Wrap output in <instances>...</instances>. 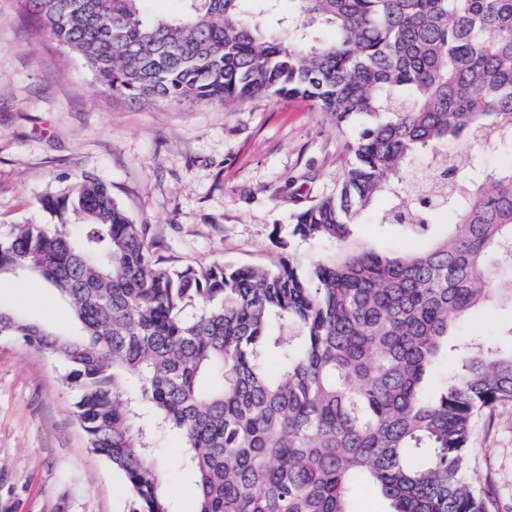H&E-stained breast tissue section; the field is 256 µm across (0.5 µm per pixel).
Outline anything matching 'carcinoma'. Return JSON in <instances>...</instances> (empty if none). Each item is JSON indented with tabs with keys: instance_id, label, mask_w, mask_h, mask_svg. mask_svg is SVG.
Listing matches in <instances>:
<instances>
[{
	"instance_id": "obj_1",
	"label": "carcinoma",
	"mask_w": 512,
	"mask_h": 512,
	"mask_svg": "<svg viewBox=\"0 0 512 512\" xmlns=\"http://www.w3.org/2000/svg\"><path fill=\"white\" fill-rule=\"evenodd\" d=\"M141 2L26 5L114 95L301 96L353 125L336 188L288 225L324 249L270 267L164 265L87 173L41 198L57 223L0 226V278L44 279L75 333L0 309V338L60 365L128 512H175L155 462L167 434L195 512H350L358 475L390 512H493L471 443L512 405V346L453 332L480 309L512 311V0H292L287 15L281 0H183L150 19ZM442 213L455 220L425 249L354 242L367 217L424 235ZM450 354L455 372L429 386Z\"/></svg>"
}]
</instances>
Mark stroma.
I'll use <instances>...</instances> for the list:
<instances>
[{
    "mask_svg": "<svg viewBox=\"0 0 512 512\" xmlns=\"http://www.w3.org/2000/svg\"><path fill=\"white\" fill-rule=\"evenodd\" d=\"M351 133L300 97L221 104H144L113 96L82 62L32 25L24 0H0V225L49 222L41 196L94 173L159 255L179 265L232 260L272 265L276 229L336 186ZM360 245L418 248L396 225L361 224ZM54 331L71 308L33 276L0 279V308ZM512 326V311L485 308L458 325L461 339ZM74 395L46 354L0 340V512H126L123 478L90 451ZM472 466L512 512V406L482 419ZM156 458L179 512H194L183 450L161 438Z\"/></svg>",
    "mask_w": 512,
    "mask_h": 512,
    "instance_id": "stroma-1",
    "label": "stroma"
}]
</instances>
